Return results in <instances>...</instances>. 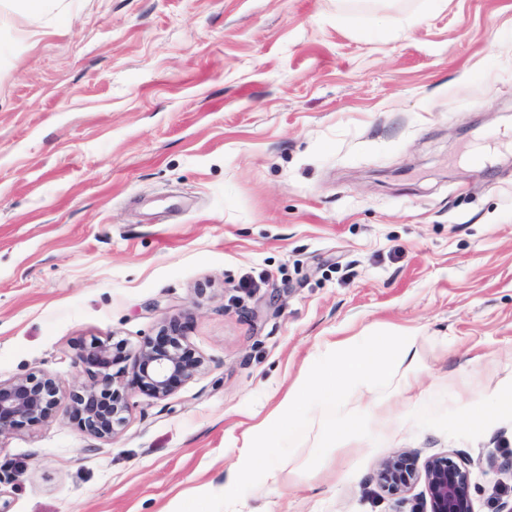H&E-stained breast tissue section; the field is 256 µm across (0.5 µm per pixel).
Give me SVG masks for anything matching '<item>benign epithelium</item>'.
I'll list each match as a JSON object with an SVG mask.
<instances>
[{
  "label": "benign epithelium",
  "instance_id": "benign-epithelium-1",
  "mask_svg": "<svg viewBox=\"0 0 512 512\" xmlns=\"http://www.w3.org/2000/svg\"><path fill=\"white\" fill-rule=\"evenodd\" d=\"M183 340L181 325L170 319L162 322L157 336L145 338L133 352L122 340H94L84 346L78 360L90 381L70 394L69 417L83 432L98 439L113 438L132 410L128 387L164 400L198 373L203 358L192 353ZM128 361L130 382L109 373L112 367ZM58 391L56 378L45 372L0 380V436L48 419L60 404ZM415 477L403 453L385 457L376 472L378 485L390 494L401 491ZM423 479L431 512H473L467 464L450 456L432 457L424 465Z\"/></svg>",
  "mask_w": 512,
  "mask_h": 512
}]
</instances>
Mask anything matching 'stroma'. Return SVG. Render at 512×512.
I'll return each instance as SVG.
<instances>
[{
	"mask_svg": "<svg viewBox=\"0 0 512 512\" xmlns=\"http://www.w3.org/2000/svg\"><path fill=\"white\" fill-rule=\"evenodd\" d=\"M420 6L0 0V379L67 400L84 344L166 319L204 358L130 390L113 439L62 409L0 437L9 512H166L305 361L386 333L416 338L414 390L375 380L367 430L277 453L296 488L241 487L248 512H430L423 482L378 487L394 452L468 460L473 512H512V0Z\"/></svg>",
	"mask_w": 512,
	"mask_h": 512,
	"instance_id": "obj_1",
	"label": "stroma"
}]
</instances>
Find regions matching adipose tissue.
Returning <instances> with one entry per match:
<instances>
[{
  "label": "adipose tissue",
  "mask_w": 512,
  "mask_h": 512,
  "mask_svg": "<svg viewBox=\"0 0 512 512\" xmlns=\"http://www.w3.org/2000/svg\"><path fill=\"white\" fill-rule=\"evenodd\" d=\"M414 345V337L397 335L378 336L345 346L330 345L328 362L304 367L272 416L244 433L246 453L240 463L225 471L221 489H199L191 500L174 501L172 512H212V501L218 494L224 497V512H239L231 491L248 483L252 473L262 472L265 478L264 484L251 485L254 495L259 497L266 493L265 483L280 482L275 449L310 440L328 454L336 447L335 437L328 434L330 426H337L344 434L363 432L367 427L365 411L376 403L370 381L402 365ZM350 391L357 396L358 411L337 414L338 403Z\"/></svg>",
  "instance_id": "1"
}]
</instances>
